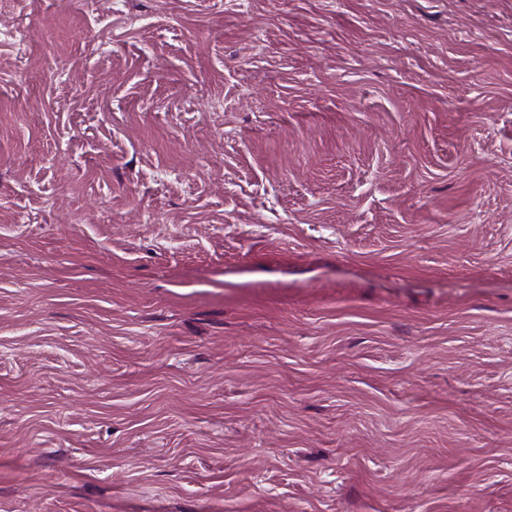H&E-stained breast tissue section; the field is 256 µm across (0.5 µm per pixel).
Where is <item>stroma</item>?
Listing matches in <instances>:
<instances>
[{
  "label": "stroma",
  "instance_id": "stroma-1",
  "mask_svg": "<svg viewBox=\"0 0 512 512\" xmlns=\"http://www.w3.org/2000/svg\"><path fill=\"white\" fill-rule=\"evenodd\" d=\"M0 512H512V0H0Z\"/></svg>",
  "mask_w": 512,
  "mask_h": 512
}]
</instances>
